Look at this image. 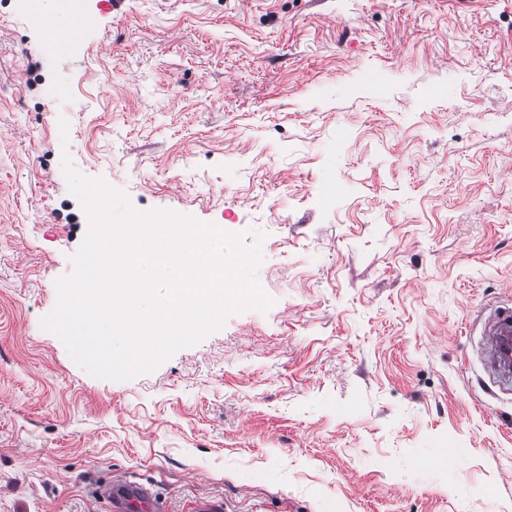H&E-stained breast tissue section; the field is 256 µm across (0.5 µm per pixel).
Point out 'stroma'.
<instances>
[{"mask_svg":"<svg viewBox=\"0 0 512 512\" xmlns=\"http://www.w3.org/2000/svg\"><path fill=\"white\" fill-rule=\"evenodd\" d=\"M77 26L50 41L66 19ZM259 247L273 304L127 381L42 326L63 156ZM512 0H0V512H512ZM481 336L485 351V367L502 385L510 386L512 377L495 369L498 361L512 366V309L495 310L484 322ZM97 492L106 502L107 512H168L151 485L132 480L126 474H114Z\"/></svg>","mask_w":512,"mask_h":512,"instance_id":"1","label":"stroma"}]
</instances>
